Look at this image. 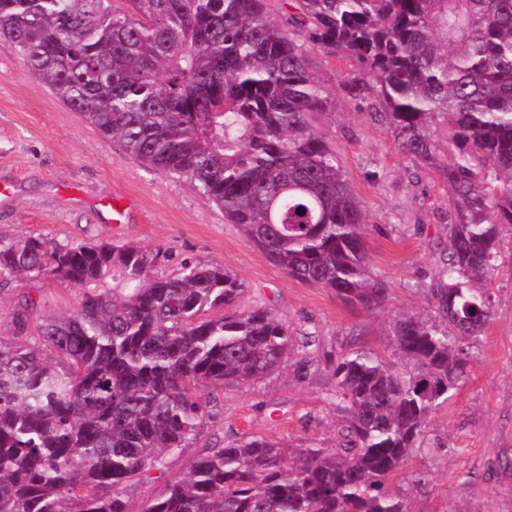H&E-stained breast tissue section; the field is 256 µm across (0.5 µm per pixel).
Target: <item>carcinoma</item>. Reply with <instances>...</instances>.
<instances>
[{
	"mask_svg": "<svg viewBox=\"0 0 512 512\" xmlns=\"http://www.w3.org/2000/svg\"><path fill=\"white\" fill-rule=\"evenodd\" d=\"M0 0V38L32 76L147 168L193 183L289 276L372 312L362 211L314 125L327 96L304 44L357 61L347 87L448 187L434 317L390 326L400 363L336 357L335 448L238 439L199 456L147 512H410L392 486L467 377L512 234V0ZM448 132L440 164L438 131ZM136 244L0 240V284L86 289L35 346L0 340V512H129L126 490L216 414L201 392L279 370L293 336L218 264L153 273ZM112 278V291L95 285Z\"/></svg>",
	"mask_w": 512,
	"mask_h": 512,
	"instance_id": "1",
	"label": "carcinoma"
}]
</instances>
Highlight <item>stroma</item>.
I'll use <instances>...</instances> for the list:
<instances>
[{
    "label": "stroma",
    "mask_w": 512,
    "mask_h": 512,
    "mask_svg": "<svg viewBox=\"0 0 512 512\" xmlns=\"http://www.w3.org/2000/svg\"><path fill=\"white\" fill-rule=\"evenodd\" d=\"M307 57L329 96L316 126L361 207L369 268L388 288L373 314L288 276L189 181L148 169L120 141L102 137L28 73L12 42L0 39V239L132 242L157 254L159 275L176 272L185 259L219 264L243 282V306L278 314L294 336L279 371L219 389V413L194 443L129 488L130 512H146L197 457L237 438H269L290 449L335 447L339 421L323 355L351 347L391 358V320L435 311L428 289L446 245L442 176L415 170L374 119L373 99L348 94L359 64L321 47H308ZM115 196L130 203L119 224L105 205ZM502 245L508 259L487 283L493 319L474 343L467 378L428 424L435 451L413 454L397 480L403 486L412 474L429 478L412 492L411 512H512V238ZM84 293L53 277L1 286L0 340L34 343L45 317L76 309ZM25 297L37 309L20 334L13 316ZM308 332L316 344L307 348Z\"/></svg>",
    "instance_id": "obj_1"
}]
</instances>
